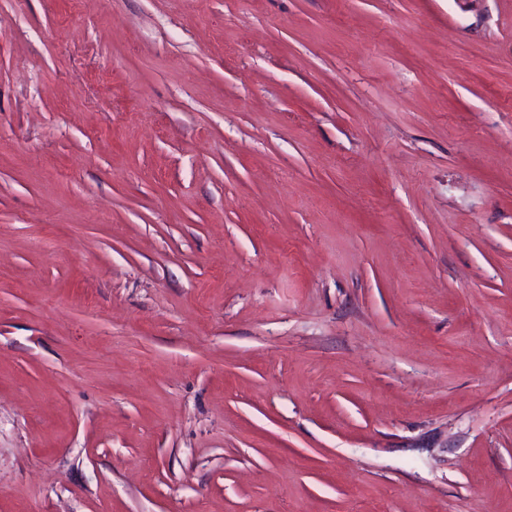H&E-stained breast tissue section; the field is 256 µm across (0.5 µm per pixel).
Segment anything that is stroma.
<instances>
[{
	"mask_svg": "<svg viewBox=\"0 0 512 512\" xmlns=\"http://www.w3.org/2000/svg\"><path fill=\"white\" fill-rule=\"evenodd\" d=\"M0 512H512V0H0Z\"/></svg>",
	"mask_w": 512,
	"mask_h": 512,
	"instance_id": "35a3bbf8",
	"label": "stroma"
}]
</instances>
